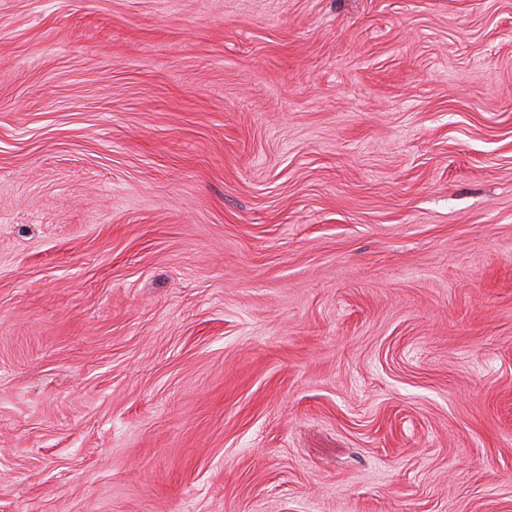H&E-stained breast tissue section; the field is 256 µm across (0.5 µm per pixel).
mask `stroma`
Segmentation results:
<instances>
[{
    "label": "stroma",
    "mask_w": 512,
    "mask_h": 512,
    "mask_svg": "<svg viewBox=\"0 0 512 512\" xmlns=\"http://www.w3.org/2000/svg\"><path fill=\"white\" fill-rule=\"evenodd\" d=\"M0 512H512V0H0Z\"/></svg>",
    "instance_id": "1"
}]
</instances>
